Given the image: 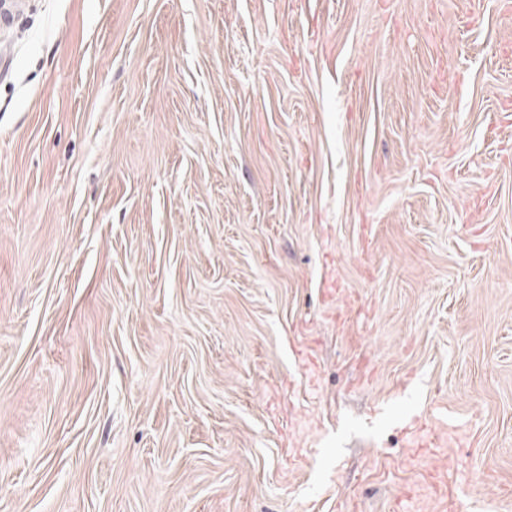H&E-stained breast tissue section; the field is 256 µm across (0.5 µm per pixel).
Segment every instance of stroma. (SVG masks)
Listing matches in <instances>:
<instances>
[{
	"mask_svg": "<svg viewBox=\"0 0 512 512\" xmlns=\"http://www.w3.org/2000/svg\"><path fill=\"white\" fill-rule=\"evenodd\" d=\"M0 15V512H512V0Z\"/></svg>",
	"mask_w": 512,
	"mask_h": 512,
	"instance_id": "35a3bbf8",
	"label": "stroma"
}]
</instances>
